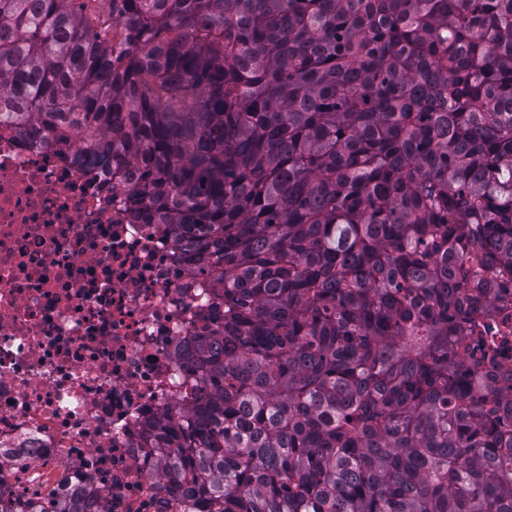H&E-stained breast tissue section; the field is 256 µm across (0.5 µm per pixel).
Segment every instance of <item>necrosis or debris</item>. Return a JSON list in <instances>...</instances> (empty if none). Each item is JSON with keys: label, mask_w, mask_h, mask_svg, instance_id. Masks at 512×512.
Here are the masks:
<instances>
[{"label": "necrosis or debris", "mask_w": 512, "mask_h": 512, "mask_svg": "<svg viewBox=\"0 0 512 512\" xmlns=\"http://www.w3.org/2000/svg\"><path fill=\"white\" fill-rule=\"evenodd\" d=\"M131 180L0 128L2 497L89 481L112 512H183L150 476L146 430L192 405L193 343L218 296L163 226L129 219ZM463 344L512 376V297L473 317ZM17 454L38 464L23 484Z\"/></svg>", "instance_id": "obj_1"}]
</instances>
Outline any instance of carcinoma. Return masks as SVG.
Wrapping results in <instances>:
<instances>
[{
    "mask_svg": "<svg viewBox=\"0 0 512 512\" xmlns=\"http://www.w3.org/2000/svg\"><path fill=\"white\" fill-rule=\"evenodd\" d=\"M0 0V125L132 169L212 274L198 512H512V393L453 339L512 295V0ZM0 512L93 510L85 487Z\"/></svg>",
    "mask_w": 512,
    "mask_h": 512,
    "instance_id": "cac0c4a2",
    "label": "carcinoma"
}]
</instances>
